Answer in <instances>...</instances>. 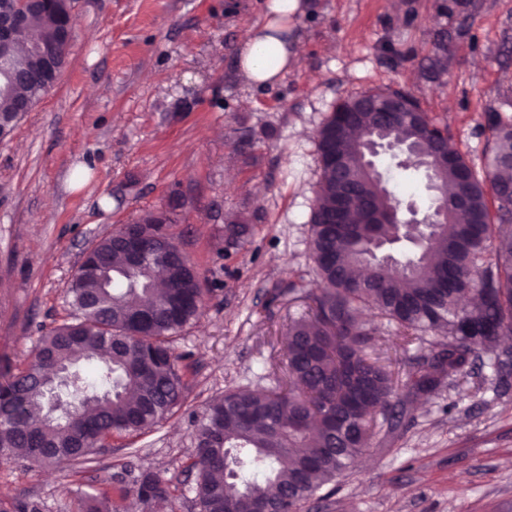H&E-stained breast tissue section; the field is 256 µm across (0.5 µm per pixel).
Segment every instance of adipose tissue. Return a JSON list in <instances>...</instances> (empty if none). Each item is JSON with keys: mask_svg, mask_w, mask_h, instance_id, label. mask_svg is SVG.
Instances as JSON below:
<instances>
[{"mask_svg": "<svg viewBox=\"0 0 512 512\" xmlns=\"http://www.w3.org/2000/svg\"><path fill=\"white\" fill-rule=\"evenodd\" d=\"M264 23L253 29L249 37L238 48L240 70L249 84L266 86L281 80L288 69L296 67L301 58V49L296 44H280L279 60L268 66L263 51L271 33L287 32L288 17L301 8L300 0H268Z\"/></svg>", "mask_w": 512, "mask_h": 512, "instance_id": "ef3b65f1", "label": "adipose tissue"}]
</instances>
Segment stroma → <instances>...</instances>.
<instances>
[{
    "mask_svg": "<svg viewBox=\"0 0 512 512\" xmlns=\"http://www.w3.org/2000/svg\"><path fill=\"white\" fill-rule=\"evenodd\" d=\"M267 0H71L74 41L58 81L0 141V366L31 360L61 323L84 249L147 211L211 289L176 347L187 384L170 419L113 438L85 473L134 461L176 487L165 512H198L193 422L225 389L286 386L284 345L314 279V132L340 100L402 87L475 171L483 115L512 117V0H302L305 47L279 83L248 87L237 51ZM243 224L237 241L225 227ZM301 292L271 300L287 280ZM77 512L59 473L0 465V500ZM303 512H512V385L492 367L406 401L355 468Z\"/></svg>",
    "mask_w": 512,
    "mask_h": 512,
    "instance_id": "35a3bbf8",
    "label": "stroma"
}]
</instances>
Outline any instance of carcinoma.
<instances>
[{"instance_id":"carcinoma-1","label":"carcinoma","mask_w":512,"mask_h":512,"mask_svg":"<svg viewBox=\"0 0 512 512\" xmlns=\"http://www.w3.org/2000/svg\"><path fill=\"white\" fill-rule=\"evenodd\" d=\"M69 0L30 13L19 49L12 53L15 89L0 92V114L16 109L15 96L33 103L58 78L61 59L47 68L39 44L56 36L68 19ZM393 90L366 91L337 103L317 129L320 181L312 206L310 257L316 283L305 295L307 313L288 334V388L226 391L211 400L195 422L199 512H249V504L274 512H299L323 486L344 476L369 447L376 429H395L397 356L381 364L365 353L372 328L366 309L395 323L394 351L434 332L441 339L410 359L407 396L431 394L443 381L421 373V361L448 358L446 380L467 382V368L482 354L505 378L512 353L499 338L512 335V198L488 190V181H512V119L484 115L492 142L488 170L478 175L460 151L448 167L432 171L451 186L448 223L330 224L336 206L334 160L347 162L359 201L369 199L384 212L402 200L391 182L395 171L420 172L430 142L450 135L421 111L418 124L379 123L363 113L362 130L394 143L410 142L415 161L385 171L377 183L361 173L360 134L338 127L339 114L362 98L381 99ZM164 211H149L118 232L160 237L178 249L166 229ZM104 266L96 276L81 268L67 286L68 319L51 328L27 363L6 364L0 373V463L23 460L38 470L55 467L77 486V512H121L131 494L144 505L167 501L172 490L160 475L132 465L110 474L94 492L83 490L85 466L112 435L141 433L166 420L181 405L184 356L175 338L202 314L209 288L198 287L195 265L154 258L129 264L112 248V235L91 245ZM65 371L69 408L46 416L50 375Z\"/></svg>"}]
</instances>
